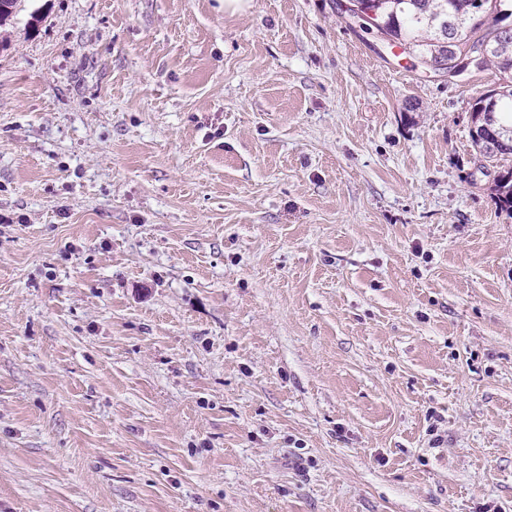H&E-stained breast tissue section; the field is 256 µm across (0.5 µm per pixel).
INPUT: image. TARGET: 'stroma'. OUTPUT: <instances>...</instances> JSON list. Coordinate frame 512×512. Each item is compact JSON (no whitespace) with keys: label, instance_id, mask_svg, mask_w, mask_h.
Here are the masks:
<instances>
[{"label":"stroma","instance_id":"obj_1","mask_svg":"<svg viewBox=\"0 0 512 512\" xmlns=\"http://www.w3.org/2000/svg\"><path fill=\"white\" fill-rule=\"evenodd\" d=\"M338 0L0 28V512H512V212Z\"/></svg>","mask_w":512,"mask_h":512}]
</instances>
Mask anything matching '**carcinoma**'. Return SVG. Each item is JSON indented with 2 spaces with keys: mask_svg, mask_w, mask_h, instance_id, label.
Instances as JSON below:
<instances>
[{
  "mask_svg": "<svg viewBox=\"0 0 512 512\" xmlns=\"http://www.w3.org/2000/svg\"><path fill=\"white\" fill-rule=\"evenodd\" d=\"M378 15L380 25L366 28L408 54L422 58L451 40L458 50L481 43L489 48L486 65L502 76L500 90L476 98L472 123L483 126L472 143L489 165L499 169L491 191L501 208L512 212V0H356ZM500 138L493 150L485 145Z\"/></svg>",
  "mask_w": 512,
  "mask_h": 512,
  "instance_id": "carcinoma-1",
  "label": "carcinoma"
}]
</instances>
